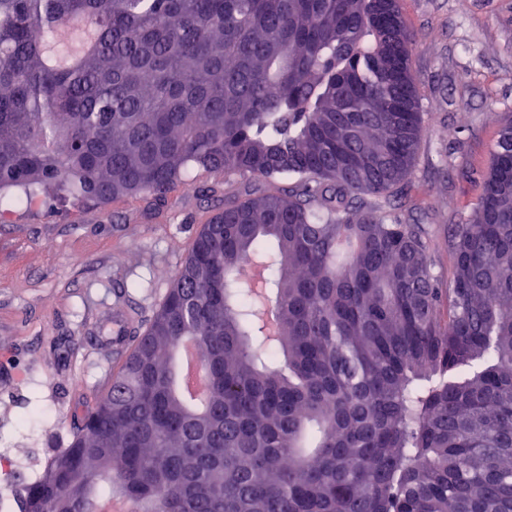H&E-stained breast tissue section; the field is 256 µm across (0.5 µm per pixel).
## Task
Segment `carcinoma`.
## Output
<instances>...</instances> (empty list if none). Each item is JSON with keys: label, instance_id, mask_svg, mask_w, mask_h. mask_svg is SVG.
<instances>
[{"label": "carcinoma", "instance_id": "carcinoma-1", "mask_svg": "<svg viewBox=\"0 0 512 512\" xmlns=\"http://www.w3.org/2000/svg\"><path fill=\"white\" fill-rule=\"evenodd\" d=\"M412 42L400 0H0L1 216L228 187L0 512H512V117L445 281L392 202L426 136ZM183 352L185 359L190 362L191 366V368L189 369V377L187 378L189 388L198 395H201L206 391V378L202 371L199 368L195 367V349L190 344H186L183 347Z\"/></svg>", "mask_w": 512, "mask_h": 512}]
</instances>
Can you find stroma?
I'll return each mask as SVG.
<instances>
[{"instance_id": "stroma-1", "label": "stroma", "mask_w": 512, "mask_h": 512, "mask_svg": "<svg viewBox=\"0 0 512 512\" xmlns=\"http://www.w3.org/2000/svg\"><path fill=\"white\" fill-rule=\"evenodd\" d=\"M427 135L401 189L404 220L433 233L432 259L449 275L448 227L476 202L503 116L512 115V0H401ZM56 202L0 223V457L16 481L42 475L65 446L71 410L104 393L115 365L107 349L69 355L58 338L149 318L163 301L209 209L196 187L174 211L123 224L140 207Z\"/></svg>"}]
</instances>
